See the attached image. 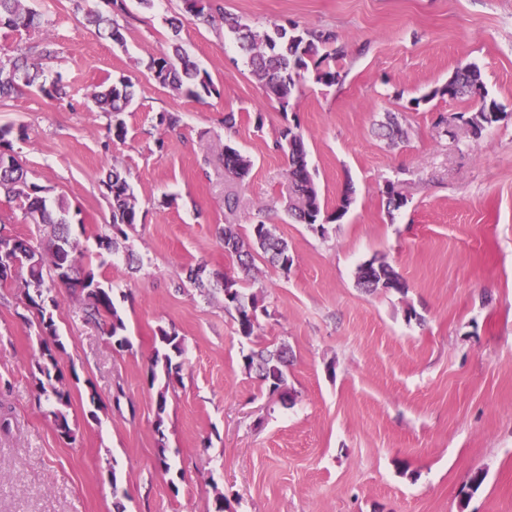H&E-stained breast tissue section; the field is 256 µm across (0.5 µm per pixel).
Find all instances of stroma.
Wrapping results in <instances>:
<instances>
[{"mask_svg":"<svg viewBox=\"0 0 512 512\" xmlns=\"http://www.w3.org/2000/svg\"><path fill=\"white\" fill-rule=\"evenodd\" d=\"M253 30L333 29L346 54L339 83L306 76L287 103L267 97L222 20H167L182 0L145 10L125 0L124 42L99 37L86 10L107 0H31L57 51L44 66L67 96L37 88L0 99V125L32 182L65 196L73 234L112 286L131 345L113 350L59 290L58 362L71 390L74 441L35 401L39 318L0 287V512H512V0H221ZM178 39L219 93L199 103L157 84L152 57ZM479 66L503 118L474 137L468 99L433 97L462 63ZM129 77L125 142L90 94ZM179 117L175 128L160 113ZM234 113L236 124L225 128ZM396 115L404 135L379 134ZM455 116L452 128L439 119ZM299 125L327 212L324 232L293 223L287 161L274 150ZM249 156L237 179L225 146ZM124 170L140 221L124 248L94 237L111 208L101 184ZM406 203L389 210L387 185ZM271 225L293 264L257 260L247 293L266 312L238 335L221 289L184 284L188 266L235 273L218 230ZM391 264L406 287L358 288L356 272ZM182 342L180 370L156 414L150 359L159 328ZM288 344L289 398L269 396L243 357ZM98 404H90L89 390ZM169 466L161 468L158 457ZM486 474L471 496L470 473Z\"/></svg>","mask_w":512,"mask_h":512,"instance_id":"stroma-1","label":"stroma"}]
</instances>
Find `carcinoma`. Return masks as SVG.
<instances>
[{
  "label": "carcinoma",
  "mask_w": 512,
  "mask_h": 512,
  "mask_svg": "<svg viewBox=\"0 0 512 512\" xmlns=\"http://www.w3.org/2000/svg\"><path fill=\"white\" fill-rule=\"evenodd\" d=\"M112 14L90 12L87 21L95 28L106 32L115 43L124 42L122 26L117 16L125 11L123 0H111ZM221 7L215 0H193L190 7L183 8L185 14L208 21L213 12ZM224 24L235 34L240 47L245 51L252 74L264 85L267 92L281 103H288L296 83L304 78L309 69H314L316 81L332 85L340 78V72L327 65L344 55V48L337 44L336 32L332 29H300L296 25L286 28L276 25L261 34L236 18L224 17ZM0 29L12 33H26L37 37L28 46L11 55L0 56V97L7 96L21 87L37 85L41 94L49 100H61L66 95L65 86L56 78L52 82L39 81L40 70L37 59H49L55 54L53 44L45 29L42 15L27 5V0H0ZM150 70L155 80L165 88L178 94L185 93L196 101H204L219 94L211 75L190 60L178 42L170 45L168 52L151 60ZM450 99L470 98L476 109L466 119L476 137L502 119V108L494 100H487L482 92L480 70L472 64L459 65L448 81L435 89L431 97ZM101 112L112 115V138L125 140L128 129L120 115L133 104L132 84L121 77L116 81H104L96 86L91 95ZM23 127L0 128V156L11 159L0 165V193L15 203L30 223L44 228V235L26 239L6 230L0 225V285L19 278L23 283L21 303L24 309L36 311L43 336L50 339L35 362L41 375L36 389L37 401L49 406L48 413L54 420L58 435L63 439L73 438L67 409L72 404L66 378L58 366L57 355L64 350L60 340L53 310L58 307L56 288H66L82 297L78 308L85 322H95L106 327V335L112 349L122 351L130 346L124 335L125 324L114 305L112 288L105 287L83 264L84 252L80 242L72 237L68 220L71 205L63 196L49 201L48 189L27 179L12 144V138L22 139ZM275 147L288 159V176L298 202L291 203L288 214L292 220L307 225L310 229L324 232V224L341 218L347 212L351 198L344 194L336 207V213L324 215L319 190L308 169L304 136L297 126H285L278 134ZM251 160L238 149L224 146V170L242 180L251 170ZM112 209L109 224L98 227L99 244L113 249L117 237H127L126 229L137 224L138 200L121 170L110 169L101 180ZM224 253L236 261L244 278L256 269V259H264L283 272H288L293 263L288 241L278 237L269 225L258 222L251 225L245 234L237 224H226L219 231ZM359 287L370 291L374 288L401 290L406 287L399 272L385 261L372 260L361 265L357 273ZM224 308L236 313L237 332L249 339L260 328L258 299L244 291L243 278L233 275L221 277ZM160 347L154 350L151 359L150 383L157 380V367H162L166 380H171L172 355H181V340L176 332L158 329ZM290 351L282 344L273 349L251 352L244 356L245 368L256 370L269 392L285 397Z\"/></svg>",
  "instance_id": "obj_1"
}]
</instances>
